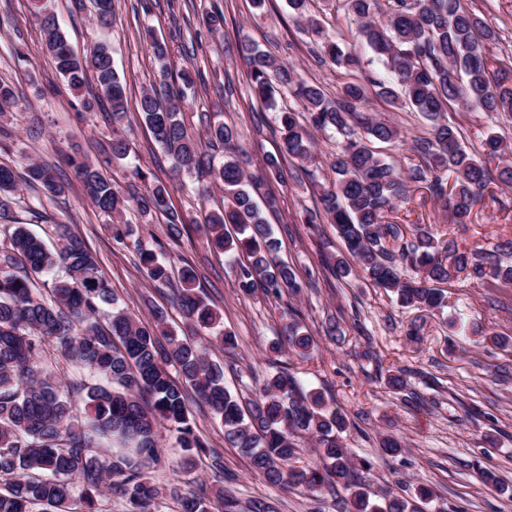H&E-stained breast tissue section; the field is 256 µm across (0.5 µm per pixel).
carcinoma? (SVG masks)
Here are the masks:
<instances>
[{"label":"carcinoma","instance_id":"1","mask_svg":"<svg viewBox=\"0 0 512 512\" xmlns=\"http://www.w3.org/2000/svg\"><path fill=\"white\" fill-rule=\"evenodd\" d=\"M309 0H289L304 30L313 36V53L353 71L359 67L357 46L371 48L385 63L393 81L374 83L377 94L393 105L421 114L429 123L425 136L412 139L417 163L401 170L386 162L371 143L401 138L391 123L362 111L367 88L348 82L338 97H328L319 84L252 42L238 46L247 65L252 95L276 114L281 153L306 169L316 164L309 128L333 129L343 136L332 170L336 178L320 194L321 207L304 213L307 224H330L346 254L332 269L345 278L353 259L373 286L391 292L403 307L441 312L448 295L437 288L462 272L492 288H512V240L474 257L459 250L454 238L440 239L430 224L383 223L411 183L426 182L430 192L449 208L451 223L467 224L474 206L489 185L512 186V164L504 160L508 143L492 133L483 143L484 157L469 152L457 126L445 120L452 103L477 105L490 115L512 113V65L493 53L499 34L463 5V0H343L357 24L358 45L344 50L336 36L308 15ZM97 21L106 25L114 13L113 0H93ZM40 36L58 75L70 89L80 90L87 73L96 78L112 120V140L99 166L73 156L67 163L82 183L86 197L112 219L116 237L128 223L127 213L151 211L168 215L167 235H182L183 224L171 210L162 182L150 183L138 170L134 178L145 192L130 185L115 188L100 167L129 155L123 133L127 114L126 83L112 64L104 44L80 57L60 30L43 0ZM159 65L158 83L139 100L140 112L154 141L176 171L205 169L224 192V207L206 217L207 244L235 267L238 288L257 289L279 297L297 294L298 275L277 258L278 243L253 200L251 189L267 176L285 179L275 158L259 174L247 172L237 155L236 133L226 122L209 123L203 136L188 131L177 77L193 84L187 68L172 74L165 45L150 44ZM292 95L298 107L279 100ZM224 149V162L214 165L206 149ZM500 165L491 168L494 161ZM41 188L47 196L65 192L53 171L30 163L25 178L0 163V216L12 208L18 182ZM9 245L0 248V512H70L79 498L81 512H98V498L125 501L129 512H152L162 491L149 473L162 465L158 428L175 427L187 455L182 467L205 457L216 474L224 473L223 457L206 447L191 423L186 389H191L224 426V439L246 457L251 468L275 486L317 494L330 484L346 489L344 512H425L434 492L425 486L414 496L376 495L364 476L368 460H357L343 442L346 419L320 392H307L288 369L263 381L253 399H245L224 384V367L207 360L200 349L164 328L165 312L156 309L153 322H142L117 305L112 289L99 274L96 255L85 240L60 224L62 244L52 251L24 224L10 225ZM140 263L153 283L170 282L171 271L150 251L139 252ZM52 277L51 288H37L39 277ZM176 301L190 324L214 330L219 315L196 292L198 275L187 264L178 271ZM288 351L310 356L313 339L301 321L286 324ZM70 365L99 377L88 387L81 414L74 412L69 391L47 369L52 352ZM174 368L181 381L171 377ZM310 437L321 464L295 468L298 439ZM108 440L119 454L96 452ZM80 488L74 495V487ZM177 512H214L206 492L170 490ZM220 512H270L261 500L243 506L232 494L216 492Z\"/></svg>","mask_w":512,"mask_h":512}]
</instances>
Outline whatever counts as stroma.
I'll list each match as a JSON object with an SVG mask.
<instances>
[{
    "label": "stroma",
    "instance_id": "obj_1",
    "mask_svg": "<svg viewBox=\"0 0 512 512\" xmlns=\"http://www.w3.org/2000/svg\"><path fill=\"white\" fill-rule=\"evenodd\" d=\"M73 50L87 54L104 43L112 51L113 65L125 80L128 112L124 132L132 152L124 167L104 174L126 187L131 169L138 168L166 185L170 203L185 225L179 241L166 234L167 218L157 213H129L123 239H116L110 219L84 200L82 188L67 156L77 154L97 161L112 138V126L101 110L84 111L82 99L92 98L95 86L74 94L56 74L39 38L41 22L31 0H0V83L11 85L16 101L0 113V126L12 132L0 142V163L24 168L35 162L52 167L65 184L64 194L42 197L23 186L15 195L13 221L44 234L52 248L61 241L54 227L69 226L96 253L99 271L110 283L117 303L142 321H150L152 308L164 309L168 323L207 352L224 368L226 385L250 396L257 383L275 373L268 346L283 338L289 313H296L314 336L317 346L309 358L285 356L289 371L304 389L324 392L333 407L349 421L344 442L353 455L370 459L368 476L374 490L406 495L415 488L433 490L428 512H512V348L487 343L473 346L457 336L452 322L463 318L489 335L512 336V289L490 288L465 276L448 289V306L430 313L399 306L392 294L362 279L341 278L323 265L325 257L344 248L330 225L301 223L299 214L320 205V188L333 178L330 163L338 150L339 134L312 130L317 163L310 172L294 171L287 181L268 178L259 186L257 201L274 200L267 219L279 243L277 256L294 266L305 282L298 296L243 293L235 284V271L223 254L212 250L203 225L210 211L221 207L223 196L209 179L175 172L171 160L155 143L137 103L144 89L154 84L156 64L148 45L156 34L169 51L173 70L190 68L197 77L184 93L182 105L190 132L202 134L207 120L220 117L234 124L241 158L252 172L265 166L267 155L278 153L274 115L251 95L246 67L236 45L249 38L276 58L296 64L303 76L337 97L349 79L368 84L388 79L389 73L370 49H363L362 66L347 73L311 53V41L296 25L287 0H268L264 16L253 14L250 0H115L110 26L97 24L92 0H47ZM469 7L500 35L493 48L499 57L512 56V0H467ZM224 14L221 31L203 23L207 13ZM22 49L25 62L14 51ZM233 94H225V80ZM365 112L399 126L400 141L374 142L373 149L401 168L415 160L413 136L425 133L428 122L418 113L399 110L369 93ZM449 122L461 131L468 150L481 151L489 133L512 138V116L490 117L479 108L451 106ZM39 210L43 221H34ZM399 224L432 225L439 238L454 236L468 250L488 249L512 238V186H490L472 213L470 224L449 223L448 213L427 184L413 185L387 215ZM179 267L195 265L197 291L221 314L223 329L233 332L238 346L225 355L216 332H196L175 300L173 286L149 282L139 261V249ZM337 322L344 334L335 341L326 336L328 322ZM396 368L410 372L406 391L392 392L387 373ZM189 409L197 433L224 458V479L216 481L207 463L190 471L172 470L182 450L175 431L163 430L160 439L166 467L152 472L159 487L172 485L214 492L224 486L240 500H261L274 512H339L344 488L320 499L269 485L253 472L248 459L224 441V428L197 399ZM402 441L404 453L391 456L380 445L383 434ZM491 468L499 486L485 484L481 468Z\"/></svg>",
    "mask_w": 512,
    "mask_h": 512
}]
</instances>
